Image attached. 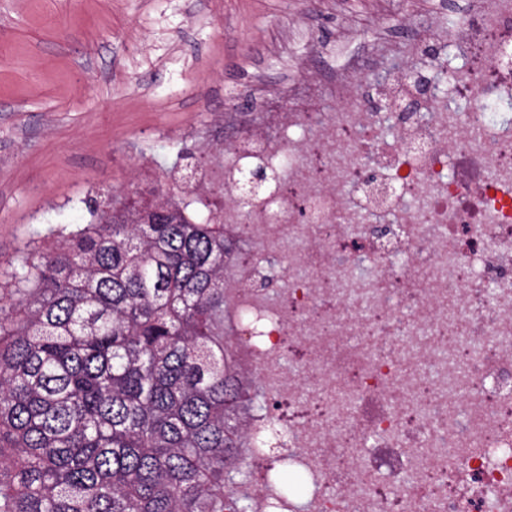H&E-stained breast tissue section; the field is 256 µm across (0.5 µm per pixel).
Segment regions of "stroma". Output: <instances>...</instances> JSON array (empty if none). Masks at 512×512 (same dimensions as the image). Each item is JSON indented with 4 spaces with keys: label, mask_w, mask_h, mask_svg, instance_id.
Returning <instances> with one entry per match:
<instances>
[{
    "label": "stroma",
    "mask_w": 512,
    "mask_h": 512,
    "mask_svg": "<svg viewBox=\"0 0 512 512\" xmlns=\"http://www.w3.org/2000/svg\"><path fill=\"white\" fill-rule=\"evenodd\" d=\"M461 23L440 0H0V283L107 196L152 197L227 114L312 67L386 52L390 27Z\"/></svg>",
    "instance_id": "35a3bbf8"
}]
</instances>
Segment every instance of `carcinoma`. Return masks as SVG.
Wrapping results in <instances>:
<instances>
[{
  "instance_id": "cac0c4a2",
  "label": "carcinoma",
  "mask_w": 512,
  "mask_h": 512,
  "mask_svg": "<svg viewBox=\"0 0 512 512\" xmlns=\"http://www.w3.org/2000/svg\"><path fill=\"white\" fill-rule=\"evenodd\" d=\"M109 198L0 286V512H225L243 473L222 210Z\"/></svg>"
}]
</instances>
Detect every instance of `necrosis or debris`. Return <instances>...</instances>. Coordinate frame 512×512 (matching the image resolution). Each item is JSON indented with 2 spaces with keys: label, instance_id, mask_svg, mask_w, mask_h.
<instances>
[{
  "label": "necrosis or debris",
  "instance_id": "1",
  "mask_svg": "<svg viewBox=\"0 0 512 512\" xmlns=\"http://www.w3.org/2000/svg\"><path fill=\"white\" fill-rule=\"evenodd\" d=\"M395 37L407 77L313 73L200 170L235 242L224 345L262 391L232 486L251 512H512V0H473L452 38ZM450 45L454 95L489 111L431 90ZM256 169L268 185L240 206Z\"/></svg>",
  "mask_w": 512,
  "mask_h": 512
}]
</instances>
